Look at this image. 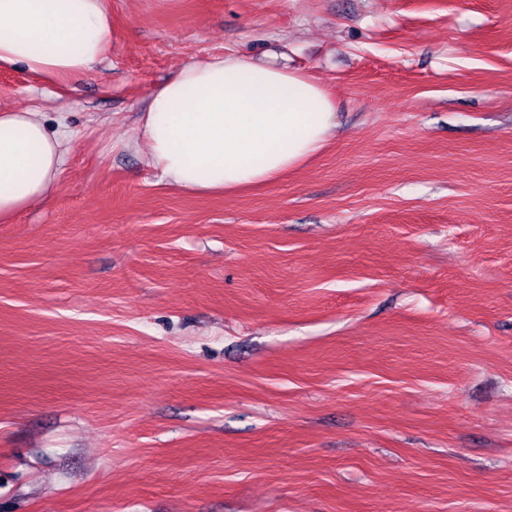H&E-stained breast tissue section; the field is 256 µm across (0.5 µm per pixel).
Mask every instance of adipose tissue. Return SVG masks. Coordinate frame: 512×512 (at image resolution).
Instances as JSON below:
<instances>
[{"label": "adipose tissue", "mask_w": 512, "mask_h": 512, "mask_svg": "<svg viewBox=\"0 0 512 512\" xmlns=\"http://www.w3.org/2000/svg\"><path fill=\"white\" fill-rule=\"evenodd\" d=\"M111 29L105 0H0V68L50 82L89 73ZM336 127L320 83L230 52L187 63L156 88L140 135L169 186L225 194L303 166ZM62 163L61 137L38 112L0 111V221L49 197Z\"/></svg>", "instance_id": "obj_1"}]
</instances>
